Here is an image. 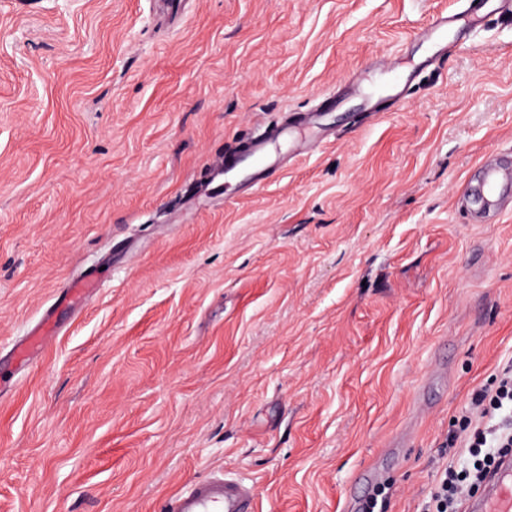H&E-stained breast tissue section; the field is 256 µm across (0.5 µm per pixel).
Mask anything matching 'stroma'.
I'll return each mask as SVG.
<instances>
[{
	"mask_svg": "<svg viewBox=\"0 0 512 512\" xmlns=\"http://www.w3.org/2000/svg\"><path fill=\"white\" fill-rule=\"evenodd\" d=\"M464 8L0 0V350L56 329L0 394V512H163L216 470L256 512H426L512 367V198L458 200L512 155V19L414 39ZM380 59L413 80L374 117ZM300 112L316 148L212 177ZM473 13L475 12L469 7L459 14H433L428 19L418 38L433 47L431 60L441 58L463 44L462 40H467L471 31L477 30L478 21ZM448 33L453 34V39L450 41H448ZM270 134L263 131L257 134L251 141L242 146L239 150L224 155L222 169L228 172L239 163L252 159L253 168L248 174L247 182L251 187H258L268 182L276 174V169H270L263 162Z\"/></svg>",
	"mask_w": 512,
	"mask_h": 512,
	"instance_id": "35a3bbf8",
	"label": "stroma"
}]
</instances>
